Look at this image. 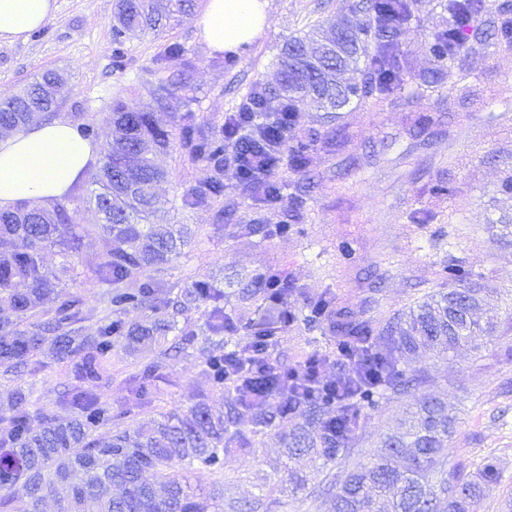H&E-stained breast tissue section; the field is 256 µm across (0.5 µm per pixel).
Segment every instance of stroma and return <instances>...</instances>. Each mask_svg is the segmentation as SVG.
Segmentation results:
<instances>
[{"label": "stroma", "instance_id": "obj_1", "mask_svg": "<svg viewBox=\"0 0 512 512\" xmlns=\"http://www.w3.org/2000/svg\"><path fill=\"white\" fill-rule=\"evenodd\" d=\"M353 3L269 0L264 34L228 56L197 37L193 14L158 36L127 42L126 67L118 72L112 68L113 0H56L52 17L27 41L0 42V89L14 94L38 73L64 74L70 92L57 117L71 118L85 107L104 142L111 134L114 93L122 92L132 110L151 111L154 59L163 45L178 43L193 66L187 94L194 121L219 130L225 113L235 111L252 88L276 85L286 40L316 25L366 24ZM504 11H512V0H487L464 30L472 53L454 64L444 82L423 89L420 74L439 66L429 44L448 28V0H412L397 36L410 64L400 98L352 103L335 114L299 113L297 139L312 130L317 140L304 168L280 159L273 179L277 199L245 190L228 157L223 206L183 207V196L212 170L177 151L158 155L168 173L155 187L166 210L164 224L184 230L187 243L173 264L150 273L176 291L198 279L223 288L224 310L234 321L224 335L229 344L253 335L261 319L273 321L279 341L272 356L289 365L336 348L326 320L312 312L320 296L331 297L334 308L383 324L406 317L447 287L449 263L480 275L488 293L474 317L494 321V336L477 337L445 358L427 350L399 359L400 368L425 374L422 393L447 402L456 416L449 465H496L499 479L487 486L480 512H512V196L498 190L512 173V47L497 35ZM440 184L450 194L438 193ZM100 251L97 236L83 239L68 290L91 312L82 324L87 336L96 335L108 315L101 301L106 287L96 276ZM268 270L287 282V305L242 299L250 278ZM285 309L292 319L283 324L278 317ZM158 353L154 344L133 350L116 342L101 378L89 383L102 402L122 413V426L200 398L223 410L233 392L212 388L205 356L195 348L160 360L150 405L128 410L133 378ZM77 365L74 358L58 360L46 346L28 367H0V415L9 413L20 388L29 394L30 412L55 409L59 391L77 384ZM408 405L391 392L377 394L352 435L350 462L327 466L311 455L289 459L280 436L300 425L299 416L264 434L243 421L247 449L227 458L223 469L203 472L200 483L208 491L223 489V512H240L251 501L257 512H334L325 487L342 486L352 464L375 453ZM291 469L303 479L302 490L289 482Z\"/></svg>", "mask_w": 512, "mask_h": 512}]
</instances>
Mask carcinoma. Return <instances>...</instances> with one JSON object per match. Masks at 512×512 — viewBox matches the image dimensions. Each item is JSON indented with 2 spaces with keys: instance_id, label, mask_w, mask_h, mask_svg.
I'll list each match as a JSON object with an SVG mask.
<instances>
[{
  "instance_id": "obj_1",
  "label": "carcinoma",
  "mask_w": 512,
  "mask_h": 512,
  "mask_svg": "<svg viewBox=\"0 0 512 512\" xmlns=\"http://www.w3.org/2000/svg\"><path fill=\"white\" fill-rule=\"evenodd\" d=\"M194 2L115 0L112 65L122 68L125 43L133 36L169 27L191 14ZM356 8L371 18L372 27L341 23L289 39L277 60L278 87L253 90L238 108V122L248 123L270 96L288 103L290 112H338L355 98L388 97L400 90L407 61L396 32L410 15L409 0H357ZM482 8L483 0L448 4V30L432 43L437 60L452 65L468 51L459 30ZM338 33L346 36L347 47L339 63L327 64ZM362 56L369 59V66L361 81L342 79ZM191 70L186 60L180 70L158 81L152 90L158 111L175 112L185 102L182 91ZM64 90L61 75L42 72L21 94L0 103V128L20 130L38 116H54ZM112 124L114 134L103 147L102 165L91 176L99 191L88 197L74 192L50 208L24 202L0 212V238L21 242L16 249L0 252V366L7 370L26 365L48 343L61 360L83 355L78 376L94 380L114 342L121 339L137 346L178 331L181 338L159 352L162 358L175 357L196 337L194 330L179 327V317L192 303L211 304L202 349L224 345L230 318L221 306L224 291L212 284L196 280L174 296L152 280L132 292L119 289L124 281L176 259L184 241L148 223L160 212L154 188L167 177L154 156L171 148L170 134L151 114L129 110L119 96L112 102ZM180 144L191 158L209 162L217 172L223 168L224 135L208 134L189 123L181 128ZM223 195L224 184L212 177L192 187L182 205H207ZM87 204L101 216L94 229L78 223ZM92 233L102 241L98 276L108 287L105 301L115 317L107 318L98 335L84 336L81 303L65 297L62 289L74 277V253L83 237ZM48 243L58 245L62 253L60 266L51 271L41 259V249ZM448 274L466 287L432 295L405 321L390 322L377 333L365 322L338 318L332 324L339 344L363 349L380 362L379 386L360 388L349 407L336 405L333 393L322 388L294 397L303 425L285 437L288 454L310 452L336 463L349 458L346 444L358 427L362 408L374 403L378 389L413 401L414 411L383 437L373 458L350 471L334 499L335 512H478L486 486L498 478L490 462L474 472L462 465L438 467L454 418L447 403L419 393L422 376L397 365L399 353L432 347L443 354L478 331L487 336L495 332L494 323L483 327L473 318V311L485 301L486 288L460 268L450 267ZM21 284L25 289H18ZM132 311H149L153 319L147 325L129 323L123 315ZM158 368L159 362L153 361L134 380L131 407L150 403ZM206 373L214 385L224 386V356L208 355ZM27 405L26 394L18 391L12 413L0 417V512H43L45 501L59 486L69 490L63 512H213L216 497L192 487L193 470H219L224 458L246 449L247 438L239 429L244 417L261 428L285 418L281 409H270L250 382L241 385L218 415L198 400L132 429L112 427V408L93 392L75 386L58 394L57 405L72 409L66 417L45 411L34 415ZM147 473L162 480L163 493L157 492Z\"/></svg>"
}]
</instances>
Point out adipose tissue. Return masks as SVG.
<instances>
[{"label": "adipose tissue", "instance_id": "obj_1", "mask_svg": "<svg viewBox=\"0 0 512 512\" xmlns=\"http://www.w3.org/2000/svg\"><path fill=\"white\" fill-rule=\"evenodd\" d=\"M55 9V0H0V41H27ZM267 26V0H206L197 23L211 49L232 53L252 44ZM100 155V143L83 138L63 118L0 136V210L23 201L48 206L64 199Z\"/></svg>", "mask_w": 512, "mask_h": 512}]
</instances>
